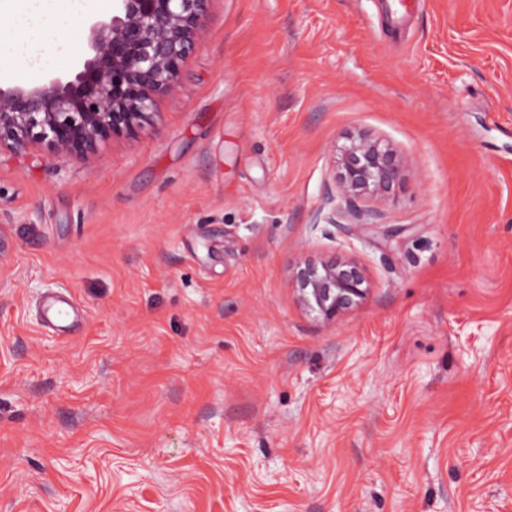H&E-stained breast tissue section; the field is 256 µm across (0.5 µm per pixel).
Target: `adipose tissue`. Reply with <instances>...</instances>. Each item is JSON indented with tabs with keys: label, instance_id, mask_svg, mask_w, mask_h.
<instances>
[{
	"label": "adipose tissue",
	"instance_id": "adipose-tissue-1",
	"mask_svg": "<svg viewBox=\"0 0 512 512\" xmlns=\"http://www.w3.org/2000/svg\"><path fill=\"white\" fill-rule=\"evenodd\" d=\"M59 0H28L29 9L14 12L11 0H0V19L9 22L8 40L0 42V52L9 61L30 66L42 50L54 43L59 32L69 27L72 17L89 10L91 0H67L66 11H59Z\"/></svg>",
	"mask_w": 512,
	"mask_h": 512
}]
</instances>
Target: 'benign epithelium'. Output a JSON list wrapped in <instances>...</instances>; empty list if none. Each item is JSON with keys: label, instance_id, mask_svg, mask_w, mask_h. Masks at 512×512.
<instances>
[{"label": "benign epithelium", "instance_id": "1", "mask_svg": "<svg viewBox=\"0 0 512 512\" xmlns=\"http://www.w3.org/2000/svg\"><path fill=\"white\" fill-rule=\"evenodd\" d=\"M210 0H113L112 16L90 24L89 55L73 78L0 86V149L43 144L88 158L110 136L153 122L156 98L172 88L193 48ZM407 179L394 149L364 135L347 137L337 158L339 194L385 200ZM298 304L333 322L368 296L365 269L352 258L309 260L292 279Z\"/></svg>", "mask_w": 512, "mask_h": 512}]
</instances>
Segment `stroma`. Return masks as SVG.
I'll return each instance as SVG.
<instances>
[{"instance_id": "1", "label": "stroma", "mask_w": 512, "mask_h": 512, "mask_svg": "<svg viewBox=\"0 0 512 512\" xmlns=\"http://www.w3.org/2000/svg\"><path fill=\"white\" fill-rule=\"evenodd\" d=\"M386 3L211 0L152 124L0 150V512H512V0ZM359 131L407 181L316 223ZM344 257L326 324L290 277ZM298 304L323 322H333L368 296L365 269L352 258L309 260L292 279ZM74 310L75 306L65 299H51L44 306L45 321L58 329L69 328Z\"/></svg>"}]
</instances>
